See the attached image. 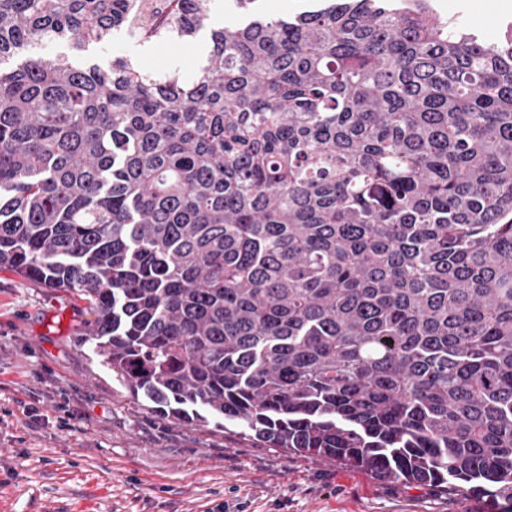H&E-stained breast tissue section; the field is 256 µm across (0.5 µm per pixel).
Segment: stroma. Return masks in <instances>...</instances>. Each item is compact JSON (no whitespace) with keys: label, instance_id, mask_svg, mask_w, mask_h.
<instances>
[{"label":"stroma","instance_id":"stroma-1","mask_svg":"<svg viewBox=\"0 0 512 512\" xmlns=\"http://www.w3.org/2000/svg\"><path fill=\"white\" fill-rule=\"evenodd\" d=\"M434 7L489 39L512 23V0ZM208 48L205 30L148 50L116 32L98 55L189 72ZM87 307L0 269V512H484L469 497L267 447L230 424L160 418L79 342Z\"/></svg>","mask_w":512,"mask_h":512}]
</instances>
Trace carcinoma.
Wrapping results in <instances>:
<instances>
[{"mask_svg":"<svg viewBox=\"0 0 512 512\" xmlns=\"http://www.w3.org/2000/svg\"><path fill=\"white\" fill-rule=\"evenodd\" d=\"M0 0V269L190 425L512 512V24L326 0L210 28L190 77L74 53L189 43L211 0Z\"/></svg>","mask_w":512,"mask_h":512,"instance_id":"1","label":"carcinoma"}]
</instances>
